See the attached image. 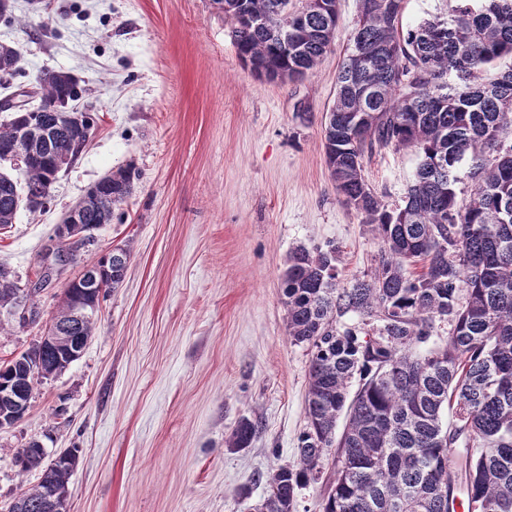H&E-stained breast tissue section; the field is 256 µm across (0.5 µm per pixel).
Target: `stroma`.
<instances>
[{"instance_id": "1", "label": "stroma", "mask_w": 512, "mask_h": 512, "mask_svg": "<svg viewBox=\"0 0 512 512\" xmlns=\"http://www.w3.org/2000/svg\"><path fill=\"white\" fill-rule=\"evenodd\" d=\"M14 2L0 19V42L22 52L11 87L45 69L74 74L95 131L44 210L20 209L0 232V265L39 311L30 323L0 311V362L37 341L83 261L117 245L131 260L81 358L0 428V503L38 484L40 470L15 464L36 439L50 458L78 451L71 512H250L261 476L293 462L306 423L308 348L288 337L281 288L290 252L335 245L344 286L381 256L337 194L323 144L358 0H339L330 52L286 83L242 64L212 0ZM129 164L140 174L132 195L92 230L80 262L42 281L62 215ZM418 164L413 151L378 148L365 174L394 205ZM245 418L258 433L229 450Z\"/></svg>"}]
</instances>
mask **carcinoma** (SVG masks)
<instances>
[{
  "mask_svg": "<svg viewBox=\"0 0 512 512\" xmlns=\"http://www.w3.org/2000/svg\"><path fill=\"white\" fill-rule=\"evenodd\" d=\"M232 24L245 64L307 76L330 51L337 0H213ZM453 30L438 17L404 24L405 0H360L355 34L336 76L324 124L326 162L336 191L382 242L374 273L339 287L333 246L294 249L282 275L286 329L309 349L306 428L297 458L268 472L251 512H295L300 489L326 482L322 512H512V165L493 153L512 136V0H454ZM305 15L292 32L287 6ZM19 47L0 44V71L12 69ZM83 89L70 73L46 71L31 95L41 98L49 137H20L14 113L0 124V159L22 157L25 188L0 171V229L14 223L21 192L50 196L60 169L82 153L77 134L51 106ZM377 147L420 156L402 204L382 202L364 177ZM469 163L474 189L458 201V170ZM131 164L108 173L74 207L81 231L112 223L134 190ZM131 257L123 246L86 263L101 273V296L70 282L56 313L70 321L75 306L100 308L122 285ZM19 289L0 268V307ZM352 314L363 328L340 327ZM448 339L423 351L435 323ZM97 317L74 323L88 340ZM18 355L0 364L3 386L34 399L42 377ZM345 417L336 433L339 417ZM258 426L243 419L228 448L252 444ZM44 457L23 448L21 471ZM333 477L324 479V462ZM77 450L42 470L22 494V512H60L45 491L69 488Z\"/></svg>",
  "mask_w": 512,
  "mask_h": 512,
  "instance_id": "cac0c4a2",
  "label": "carcinoma"
}]
</instances>
